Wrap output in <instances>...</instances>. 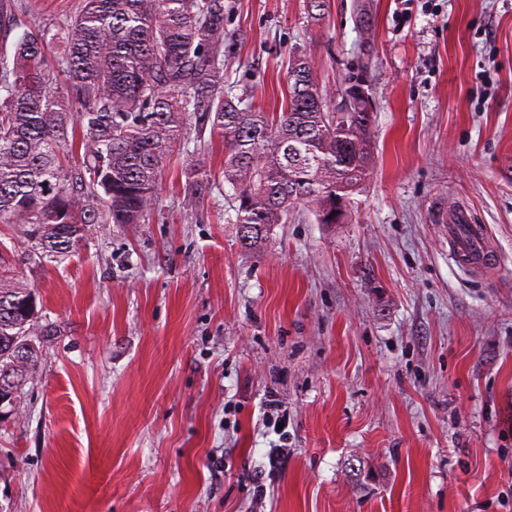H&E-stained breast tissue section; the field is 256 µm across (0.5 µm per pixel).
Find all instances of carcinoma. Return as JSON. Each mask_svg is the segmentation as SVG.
Returning <instances> with one entry per match:
<instances>
[{"mask_svg":"<svg viewBox=\"0 0 512 512\" xmlns=\"http://www.w3.org/2000/svg\"><path fill=\"white\" fill-rule=\"evenodd\" d=\"M225 0H81L51 24L23 21L27 0H0V224L27 225L32 265L76 252L97 224H141L171 145L210 129L224 148L241 245L261 251L298 203L320 223L346 212L373 158L372 113L347 82L372 64V0H353L358 69L337 95L319 88L303 52L288 56L280 112L224 85ZM185 193H211L206 165L184 172ZM0 268V408L20 411L39 371L31 289Z\"/></svg>","mask_w":512,"mask_h":512,"instance_id":"1","label":"carcinoma"}]
</instances>
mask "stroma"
<instances>
[{
    "label": "stroma",
    "instance_id": "obj_1",
    "mask_svg": "<svg viewBox=\"0 0 512 512\" xmlns=\"http://www.w3.org/2000/svg\"><path fill=\"white\" fill-rule=\"evenodd\" d=\"M228 2L225 80L263 111L290 51L330 93L358 59L352 0ZM376 4L374 159L339 223L299 204L246 251L220 141L200 204L180 144L145 223L12 263L52 333L0 416V512H512V0ZM463 209L495 264L456 259Z\"/></svg>",
    "mask_w": 512,
    "mask_h": 512
}]
</instances>
